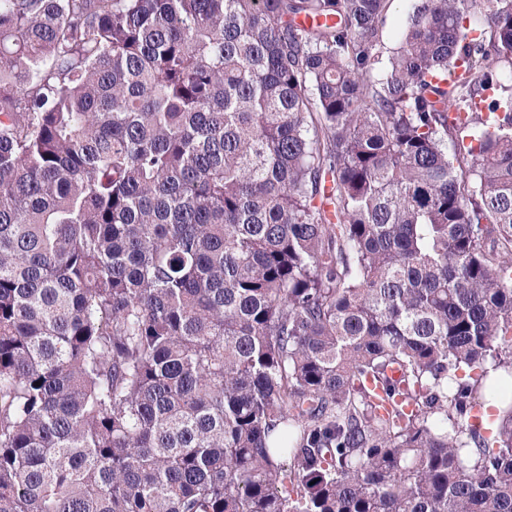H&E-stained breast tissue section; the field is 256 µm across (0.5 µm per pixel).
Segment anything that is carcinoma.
<instances>
[{"label":"carcinoma","mask_w":512,"mask_h":512,"mask_svg":"<svg viewBox=\"0 0 512 512\" xmlns=\"http://www.w3.org/2000/svg\"><path fill=\"white\" fill-rule=\"evenodd\" d=\"M387 4L0 0V512H512V0ZM413 0H390L384 12L381 44L378 46L379 63L376 64L377 73H382L388 57L397 47L396 36L405 25L407 12Z\"/></svg>","instance_id":"cac0c4a2"}]
</instances>
